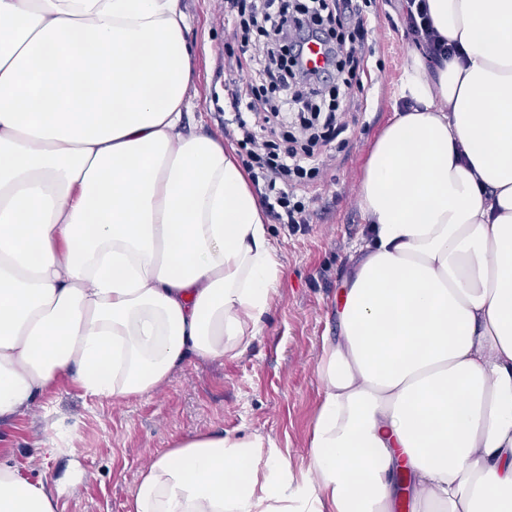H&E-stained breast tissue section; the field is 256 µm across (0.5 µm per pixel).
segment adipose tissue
Segmentation results:
<instances>
[{
  "instance_id": "1",
  "label": "adipose tissue",
  "mask_w": 512,
  "mask_h": 512,
  "mask_svg": "<svg viewBox=\"0 0 512 512\" xmlns=\"http://www.w3.org/2000/svg\"><path fill=\"white\" fill-rule=\"evenodd\" d=\"M462 56L413 53L359 184L369 235L322 339L313 480L196 432L127 512H512V0H427ZM182 0H0V419L64 374L150 395L243 355L281 275L250 177L182 131ZM0 512H57L0 455Z\"/></svg>"
}]
</instances>
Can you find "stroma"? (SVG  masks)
<instances>
[{
  "instance_id": "35a3bbf8",
  "label": "stroma",
  "mask_w": 512,
  "mask_h": 512,
  "mask_svg": "<svg viewBox=\"0 0 512 512\" xmlns=\"http://www.w3.org/2000/svg\"><path fill=\"white\" fill-rule=\"evenodd\" d=\"M199 46L189 132L224 134V56L238 42L224 28L221 0H183ZM368 61L380 81L361 91L363 123L332 140L336 160L310 181L318 216L299 230L271 223L282 275L272 308L249 350L221 361L188 360L157 394L115 403L87 396L61 376L23 414L0 420V454L21 475L57 491L58 512H125L141 468L180 436L209 430L271 439L304 469L318 403L321 340L338 333L333 300L366 233L358 188L370 148L394 115L411 44L402 38L401 0H376Z\"/></svg>"
}]
</instances>
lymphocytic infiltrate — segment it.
<instances>
[{
	"label": "lymphocytic infiltrate",
	"mask_w": 512,
	"mask_h": 512,
	"mask_svg": "<svg viewBox=\"0 0 512 512\" xmlns=\"http://www.w3.org/2000/svg\"><path fill=\"white\" fill-rule=\"evenodd\" d=\"M370 0H224V28L244 35L240 54L224 63L235 73L228 91L238 143L249 158L247 170L262 182L261 204L278 223L297 228L312 223L314 211L300 191L302 180L327 169L333 137L349 129L358 111L355 89L370 79L363 37L373 19ZM406 39L431 60L455 54L433 27L426 0H404ZM261 39L249 40L251 30ZM324 48L328 66L304 63L308 42ZM258 65L263 84L240 80L245 62Z\"/></svg>",
	"instance_id": "obj_1"
}]
</instances>
